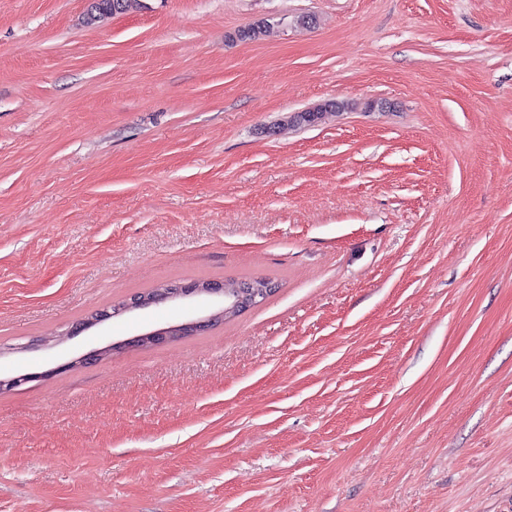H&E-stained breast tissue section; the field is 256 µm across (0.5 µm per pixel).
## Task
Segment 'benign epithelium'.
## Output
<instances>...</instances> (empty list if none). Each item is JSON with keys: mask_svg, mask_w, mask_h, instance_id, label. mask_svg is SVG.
I'll list each match as a JSON object with an SVG mask.
<instances>
[{"mask_svg": "<svg viewBox=\"0 0 512 512\" xmlns=\"http://www.w3.org/2000/svg\"><path fill=\"white\" fill-rule=\"evenodd\" d=\"M274 291V286L267 280H244L232 289L224 288L221 281L210 280L206 283L198 282H176L172 283L162 291L159 297H149L144 294H133L126 298L122 304L112 311L110 308H103L94 311L82 323L76 325L74 332L79 333L86 329H90L104 321L112 318V314L121 315L125 312L143 309L154 304L177 301L192 296L208 295L216 296L223 299V308L204 319L190 321L175 326L160 328L150 332H146L130 338L126 341L117 342L104 348L92 351L84 356L74 359L58 368L45 373V376H51L55 372L62 370H72L78 366L95 363L104 357L118 352L123 349L133 347L155 346L165 343L179 336H189L201 331H205L214 323L216 318L221 316H230L245 311L260 302H262L269 294Z\"/></svg>", "mask_w": 512, "mask_h": 512, "instance_id": "obj_1", "label": "benign epithelium"}]
</instances>
